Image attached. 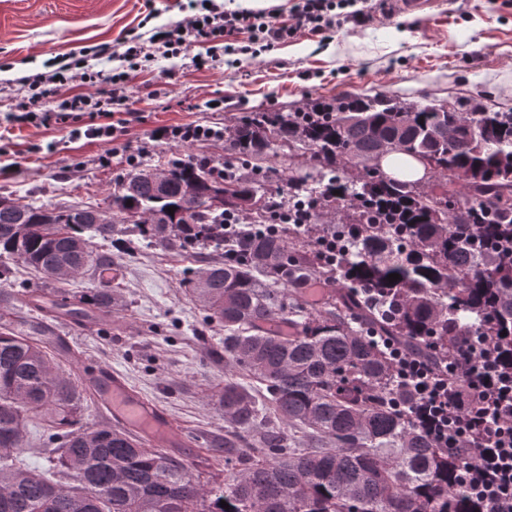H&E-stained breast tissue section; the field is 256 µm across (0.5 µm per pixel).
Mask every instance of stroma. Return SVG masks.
Returning <instances> with one entry per match:
<instances>
[{"label": "stroma", "mask_w": 512, "mask_h": 512, "mask_svg": "<svg viewBox=\"0 0 512 512\" xmlns=\"http://www.w3.org/2000/svg\"><path fill=\"white\" fill-rule=\"evenodd\" d=\"M180 0H0V118L30 96L27 77L45 72L47 61L87 56L88 83L64 81L49 109L78 93L110 89L129 39L148 43L156 27L183 19ZM369 22L337 21L323 35L295 34L286 42L246 53L248 34L230 38L231 52H218L209 68L187 56L154 52L138 59L120 90L139 115L127 141L144 147L139 163L166 166L174 156H207L224 165V143L208 141L180 149L154 140L155 129L195 122L232 128L239 119L267 109H305L341 97L384 94L406 103L452 100L464 111L512 109V0H435L426 17L400 12L393 0H366ZM108 46L107 55L95 49ZM223 100L215 109L211 100ZM109 144L75 139L66 125L15 127L0 136V197L22 204H93L108 207L124 156L110 165L98 158ZM266 188L283 197L290 180L311 171L307 151H284L263 159ZM120 263L114 281L122 297L111 316L83 334L66 321L54 329L66 351L65 370L77 377L98 367L117 370L136 392L164 408L186 447L167 455L193 466L206 480L222 483L232 470L224 459V413L217 394L224 386V328L205 320L194 302L187 269L205 265L203 255L164 252L147 241L113 250ZM0 279V293L15 305L18 287L48 295H79L93 288L89 276L43 285L19 263Z\"/></svg>", "instance_id": "obj_1"}]
</instances>
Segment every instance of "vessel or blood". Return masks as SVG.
I'll return each mask as SVG.
<instances>
[{"mask_svg": "<svg viewBox=\"0 0 512 512\" xmlns=\"http://www.w3.org/2000/svg\"><path fill=\"white\" fill-rule=\"evenodd\" d=\"M93 387L99 402L124 428L158 446L178 441L179 436L166 411L132 390L126 379L111 367L96 370Z\"/></svg>", "mask_w": 512, "mask_h": 512, "instance_id": "1", "label": "vessel or blood"}]
</instances>
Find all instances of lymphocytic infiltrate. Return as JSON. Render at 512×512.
<instances>
[{
	"instance_id": "lymphocytic-infiltrate-1",
	"label": "lymphocytic infiltrate",
	"mask_w": 512,
	"mask_h": 512,
	"mask_svg": "<svg viewBox=\"0 0 512 512\" xmlns=\"http://www.w3.org/2000/svg\"><path fill=\"white\" fill-rule=\"evenodd\" d=\"M359 0H291L283 25L280 10L245 7L218 10L184 18L156 32L152 44L163 55L177 57L189 47H199L192 58L201 68L213 59L216 45L226 36L246 30L266 46L286 41L298 30L325 33L335 24V10L355 24L371 15ZM108 103L76 95L60 111L35 112L19 107L14 123L42 126L79 122L83 113L106 114ZM393 372L405 388L393 407L410 417L430 435L437 447L448 451L458 464L455 489L476 505L478 512H512V355L497 347L494 337L473 330L455 337L449 352L409 354L391 347Z\"/></svg>"
}]
</instances>
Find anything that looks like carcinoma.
<instances>
[{"label": "carcinoma", "instance_id": "obj_1", "mask_svg": "<svg viewBox=\"0 0 512 512\" xmlns=\"http://www.w3.org/2000/svg\"><path fill=\"white\" fill-rule=\"evenodd\" d=\"M469 116L470 127L458 108L404 106L381 94L254 112L224 139L222 176L171 160L160 192L132 166L112 195L117 222L97 206H0V276L11 260L46 284L62 282L64 266L91 271L98 286L77 300L81 314L109 315L121 302L112 289L119 268L98 239L130 234L169 252L211 250L215 260L190 279L192 296L207 320L224 325V359L265 389L260 399L224 382V457L238 468L219 486L204 483L124 430L83 425L78 385L37 340L48 327H27L0 294V512H476L453 491L457 461L393 409L399 387L382 341L392 336L418 352L421 336L445 349L478 327L512 332V261L488 248L512 241V111ZM385 142L435 180L462 183L469 199L450 209L456 193L445 184L369 170ZM300 147L320 165L303 180L355 208L333 266L317 248L331 229L298 227L294 194L282 202L288 224L279 232L240 246L224 240L227 212L271 220L253 161ZM351 161L369 179L343 180ZM394 273L401 278L391 283ZM312 276L344 288L308 318L277 287ZM30 413L49 432L45 467L24 458ZM279 420L297 434L284 436ZM245 431L258 435L249 453L237 448Z\"/></svg>", "mask_w": 512, "mask_h": 512}]
</instances>
